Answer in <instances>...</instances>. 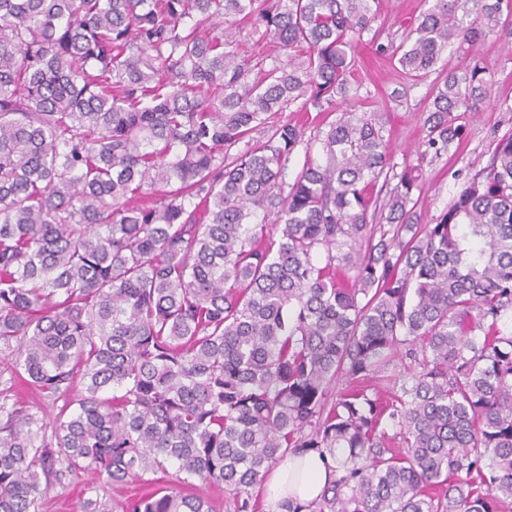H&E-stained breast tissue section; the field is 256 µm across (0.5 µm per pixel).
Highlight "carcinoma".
Here are the masks:
<instances>
[{
  "label": "carcinoma",
  "mask_w": 512,
  "mask_h": 512,
  "mask_svg": "<svg viewBox=\"0 0 512 512\" xmlns=\"http://www.w3.org/2000/svg\"><path fill=\"white\" fill-rule=\"evenodd\" d=\"M379 9L0 0V512H39L63 475L170 467L255 512L299 448L339 475L284 512H512V133L419 224L422 168L394 172L384 113L344 110L315 144L269 124L336 110ZM241 20L287 60L239 57ZM507 25L512 0H425L378 45L412 81L437 72L420 159L488 90L442 54ZM402 349L409 381L370 390ZM129 512L214 506L171 485Z\"/></svg>",
  "instance_id": "cac0c4a2"
}]
</instances>
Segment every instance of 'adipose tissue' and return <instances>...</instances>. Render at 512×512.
Listing matches in <instances>:
<instances>
[{
    "mask_svg": "<svg viewBox=\"0 0 512 512\" xmlns=\"http://www.w3.org/2000/svg\"><path fill=\"white\" fill-rule=\"evenodd\" d=\"M331 465V460L312 451L289 454L269 479L270 504L275 505L289 498L303 503L319 498L331 479Z\"/></svg>",
    "mask_w": 512,
    "mask_h": 512,
    "instance_id": "obj_1",
    "label": "adipose tissue"
}]
</instances>
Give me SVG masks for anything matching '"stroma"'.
<instances>
[{
	"instance_id": "35a3bbf8",
	"label": "stroma",
	"mask_w": 512,
	"mask_h": 512,
	"mask_svg": "<svg viewBox=\"0 0 512 512\" xmlns=\"http://www.w3.org/2000/svg\"><path fill=\"white\" fill-rule=\"evenodd\" d=\"M423 8V0H382L376 20L355 50L359 89L353 104L360 113H386L384 135L397 167L421 164V193L415 211L420 223L431 224L475 170L486 165L498 138L512 131V30L489 36L478 47V57L492 74V87L481 112L466 118L467 139L458 150L421 162L416 150L425 137L423 118L433 81L406 80L376 47L399 43L403 26ZM159 484L149 474L110 486L84 471L55 484L39 512H82L84 500L90 497L100 500L104 512H125L129 501L151 494Z\"/></svg>"
}]
</instances>
